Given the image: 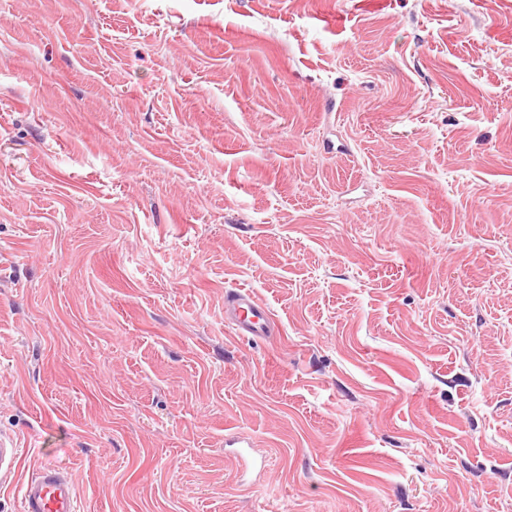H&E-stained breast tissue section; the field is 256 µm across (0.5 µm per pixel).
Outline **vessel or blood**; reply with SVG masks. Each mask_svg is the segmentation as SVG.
Instances as JSON below:
<instances>
[{"instance_id":"obj_1","label":"vessel or blood","mask_w":512,"mask_h":512,"mask_svg":"<svg viewBox=\"0 0 512 512\" xmlns=\"http://www.w3.org/2000/svg\"><path fill=\"white\" fill-rule=\"evenodd\" d=\"M224 318L236 335L265 340L276 331L269 306L254 292L237 289L224 297ZM19 442L0 432V481L13 478L19 457ZM21 512H79L78 496L69 473L41 467L21 486Z\"/></svg>"}]
</instances>
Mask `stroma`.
Returning <instances> with one entry per match:
<instances>
[{"label": "stroma", "mask_w": 512, "mask_h": 512, "mask_svg": "<svg viewBox=\"0 0 512 512\" xmlns=\"http://www.w3.org/2000/svg\"><path fill=\"white\" fill-rule=\"evenodd\" d=\"M1 430L0 512H512V0H0ZM224 318L238 336L266 340L276 331V320L269 306L254 292L237 289L224 297ZM19 442L12 435L0 432V481L3 486L6 480L14 477L19 457ZM20 491L21 512H79L74 481L59 468H38Z\"/></svg>", "instance_id": "1"}]
</instances>
